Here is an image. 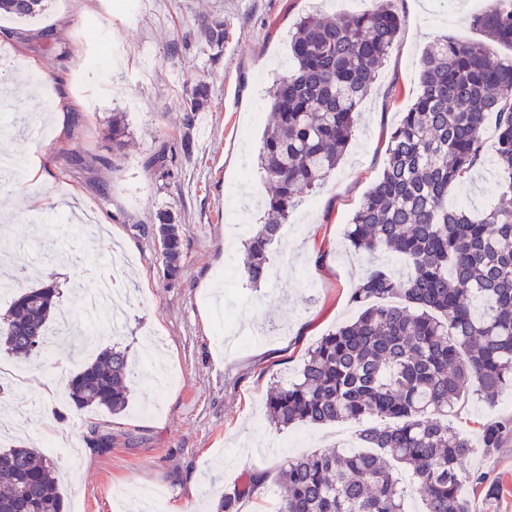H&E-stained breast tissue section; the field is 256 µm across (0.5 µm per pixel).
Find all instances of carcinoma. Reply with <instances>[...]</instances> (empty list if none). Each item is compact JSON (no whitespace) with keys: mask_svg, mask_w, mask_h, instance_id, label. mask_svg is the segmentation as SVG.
Instances as JSON below:
<instances>
[{"mask_svg":"<svg viewBox=\"0 0 512 512\" xmlns=\"http://www.w3.org/2000/svg\"><path fill=\"white\" fill-rule=\"evenodd\" d=\"M47 0H0V14L32 20ZM480 39L437 38L425 51L419 94L387 137L385 166L345 230L349 248L372 259L401 258L407 272L369 264L352 301L362 311L308 351L298 376L276 382L266 396L276 427L355 422L365 451L340 446L288 459L276 474V512H406L398 472L421 490L422 512H469L462 490L498 485L467 468L474 445L448 423L467 394L491 402L512 388V57L491 61L484 43L512 49V4L493 3L471 17ZM202 35L224 45L227 26L203 20ZM401 19L393 5L348 17L309 15L291 39L293 66L269 91V123L259 148L260 169L272 194L267 218L246 242L241 271L257 285L269 274V247L298 204L339 164L353 136L359 108L375 73L395 46ZM207 89L183 101L198 112ZM496 130L500 197L485 212L448 206V189L484 156L480 132ZM107 136L120 150L127 127L112 115ZM161 178L173 157L161 149L148 159ZM161 248L163 277L178 279L183 256L179 225L169 211L147 229ZM56 307L51 285L28 288L0 314V347L30 360L44 350ZM134 380L126 350L115 346L83 362L69 383L73 405L125 410ZM512 420L481 430L482 448L501 447ZM264 483L224 495L221 512ZM0 512H65L50 459L37 448L0 450Z\"/></svg>","mask_w":512,"mask_h":512,"instance_id":"carcinoma-1","label":"carcinoma"}]
</instances>
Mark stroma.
Masks as SVG:
<instances>
[{
    "label": "stroma",
    "instance_id": "stroma-1",
    "mask_svg": "<svg viewBox=\"0 0 512 512\" xmlns=\"http://www.w3.org/2000/svg\"><path fill=\"white\" fill-rule=\"evenodd\" d=\"M50 0L34 21L0 18V52L25 44L44 78L1 71L6 118L42 120L44 96L66 105L64 127H50L35 143L14 134L16 155L39 156V183L12 184L10 215L0 221V268L24 269L25 287L55 282L59 306L81 313L96 291L92 267L102 264L127 306L119 341L136 375L127 409L112 415L78 410L66 382L81 356L41 354L21 362L0 353V416L13 425L0 448L45 450L63 482L66 512H217L225 493L250 474L265 483L243 500L241 512H275L277 465L346 444L342 427L276 429L264 419L272 380L297 374L316 342L354 318L350 295L367 264L345 246L348 224L373 179L383 170V134L419 92L421 55L435 38L474 39L469 20L491 0H393L401 18L397 44L376 74L361 118L339 166L302 195L270 247L271 276L252 286L239 269L242 239L263 223L268 191L257 164L277 66L301 17L374 10L382 0ZM224 19L222 49L206 45L202 17ZM208 85L205 111L183 101ZM125 113L131 144L113 152L101 132ZM194 141L191 158H176L171 179L160 180L146 161L160 147ZM483 162L448 191L449 206L493 208L499 198L495 129L482 130ZM106 158L87 171L71 151ZM168 210L184 244L181 272L167 282L160 246L144 227ZM322 265H315L318 253ZM512 418V390L495 404L467 395L451 423L472 441L480 428ZM112 429V445L90 444V423ZM470 469L498 481L489 500L464 487L471 512H512V435L497 451H476Z\"/></svg>",
    "mask_w": 512,
    "mask_h": 512
}]
</instances>
